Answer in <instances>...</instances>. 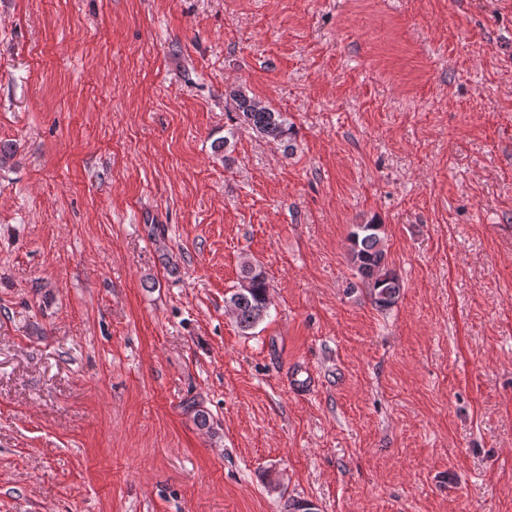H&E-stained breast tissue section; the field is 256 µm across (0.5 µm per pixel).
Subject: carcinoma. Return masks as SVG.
<instances>
[{"mask_svg":"<svg viewBox=\"0 0 512 512\" xmlns=\"http://www.w3.org/2000/svg\"><path fill=\"white\" fill-rule=\"evenodd\" d=\"M229 97L236 105L239 120L259 134L274 139H288L292 131L288 119L261 101L235 88ZM349 260L362 281L368 284L374 304L389 308L396 303L403 284L388 266L381 225L357 224L350 235ZM242 283L228 299L239 326L248 330L268 314V282L258 266L246 261L242 265Z\"/></svg>","mask_w":512,"mask_h":512,"instance_id":"cac0c4a2","label":"carcinoma"}]
</instances>
